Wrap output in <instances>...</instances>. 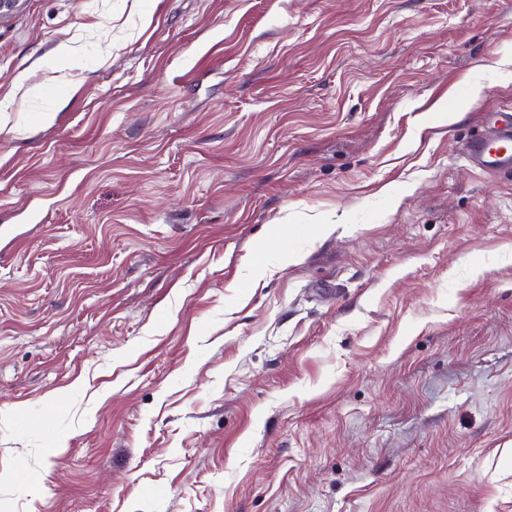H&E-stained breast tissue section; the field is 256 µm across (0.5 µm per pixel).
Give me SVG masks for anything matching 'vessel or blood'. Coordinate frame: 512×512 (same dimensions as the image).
Here are the masks:
<instances>
[{
  "label": "vessel or blood",
  "instance_id": "b4317fda",
  "mask_svg": "<svg viewBox=\"0 0 512 512\" xmlns=\"http://www.w3.org/2000/svg\"><path fill=\"white\" fill-rule=\"evenodd\" d=\"M464 154L473 167L481 170L512 169V113L492 115L487 133L469 142Z\"/></svg>",
  "mask_w": 512,
  "mask_h": 512
}]
</instances>
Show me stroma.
Instances as JSON below:
<instances>
[{
  "label": "stroma",
  "mask_w": 512,
  "mask_h": 512,
  "mask_svg": "<svg viewBox=\"0 0 512 512\" xmlns=\"http://www.w3.org/2000/svg\"><path fill=\"white\" fill-rule=\"evenodd\" d=\"M4 99L0 512H512V0H22ZM512 109L497 112L488 122V132L464 150L470 164L490 172L512 169Z\"/></svg>",
  "instance_id": "stroma-1"
}]
</instances>
